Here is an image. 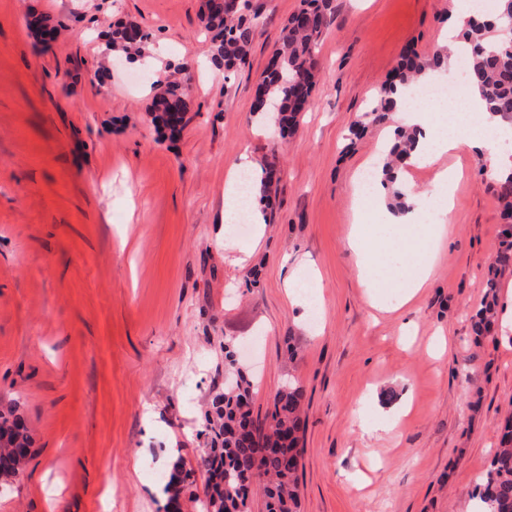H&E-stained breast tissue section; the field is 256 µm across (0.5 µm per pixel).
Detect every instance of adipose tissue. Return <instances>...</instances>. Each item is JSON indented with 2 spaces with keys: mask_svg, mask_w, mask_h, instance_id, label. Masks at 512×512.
I'll use <instances>...</instances> for the list:
<instances>
[{
  "mask_svg": "<svg viewBox=\"0 0 512 512\" xmlns=\"http://www.w3.org/2000/svg\"><path fill=\"white\" fill-rule=\"evenodd\" d=\"M393 120L420 130L418 148L412 155L417 165L436 166L443 154L468 148L487 153L491 159L490 176L512 172V149L506 144L512 132L498 116L483 112L475 89H467L461 98L416 109L410 108L407 100H400ZM369 194L373 205L366 216L375 223L380 248L368 250L364 230L358 226L347 237L345 247L355 258L370 301L379 298V283L372 278V271L380 270L392 276L406 268L410 274L402 282V300L410 302L430 279L437 256L446 245L448 227L439 223H415L408 213L392 215L383 204L379 185H372Z\"/></svg>",
  "mask_w": 512,
  "mask_h": 512,
  "instance_id": "ef3b65f1",
  "label": "adipose tissue"
}]
</instances>
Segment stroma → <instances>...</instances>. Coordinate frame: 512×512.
<instances>
[{
	"label": "stroma",
	"mask_w": 512,
	"mask_h": 512,
	"mask_svg": "<svg viewBox=\"0 0 512 512\" xmlns=\"http://www.w3.org/2000/svg\"><path fill=\"white\" fill-rule=\"evenodd\" d=\"M334 3L312 104L284 138L254 104L300 0H249L261 18L247 62L214 81L202 0H0V407L17 405L33 440L0 512H102L106 493L112 512H165L171 460L194 475L182 512H200L228 338L259 379L255 416L287 381L305 391L302 512H472L512 413V330L471 329L512 290L488 159L441 158L463 170L448 242L405 307L387 279L373 307L343 246L356 176L393 139L380 124L351 143L348 127L404 48L438 49L454 0ZM39 17L56 30L45 53ZM129 23L158 71L191 76L178 133L152 123L143 65L104 56ZM245 159L280 181L274 222L242 231L221 215ZM439 335L447 347L430 353ZM402 405L393 431L363 432Z\"/></svg>",
	"instance_id": "stroma-1"
}]
</instances>
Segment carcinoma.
Here are the masks:
<instances>
[{"label":"carcinoma","mask_w":512,"mask_h":512,"mask_svg":"<svg viewBox=\"0 0 512 512\" xmlns=\"http://www.w3.org/2000/svg\"><path fill=\"white\" fill-rule=\"evenodd\" d=\"M301 12L308 18L297 26L288 18L275 57L265 72L258 97L266 98L265 111L271 113L280 133L296 127L299 115L311 103L315 86V53L325 29L333 19L332 0H301ZM258 15L248 17L243 10L215 8L205 18L210 36L212 59L227 73L243 64L252 44V31ZM512 20V0H495L490 11L480 12L464 31L471 45L467 56L466 83L478 89L486 111L512 122V47L499 44L493 37L496 27ZM147 35L134 25L121 26L112 33L105 51L137 54L145 48ZM448 52L444 49L421 56L414 51L401 55L397 67L381 88L373 108L363 113L352 126L351 134L359 137L365 124H384L397 107L398 94L413 86L430 71L447 68ZM150 112L159 120L165 114L185 113L186 103L180 96L181 85L168 74H157ZM416 128L395 131L390 158L380 168L384 180L391 184V210L403 214L408 209L407 194L399 177V163L417 148ZM499 198L504 202L503 254L512 253V172L498 180ZM224 368L230 379L224 394L211 398L205 415V429L211 448L201 456L200 467L206 473L202 512H249L251 493L259 489L266 499L267 512H300L299 470L302 468L304 421L301 407L304 391L295 382L278 390L273 411L264 421L253 417L250 399L255 387L252 377L237 366L235 343L224 341ZM15 429L13 436L0 443V479H13L23 471L27 456L13 449L21 440L31 445L27 429L17 414V406L0 411V431ZM189 473L180 463L172 465L164 491L168 506H176L189 485ZM480 512H512V415L502 425L500 448L496 451L482 490L478 493Z\"/></svg>","instance_id":"carcinoma-1"}]
</instances>
